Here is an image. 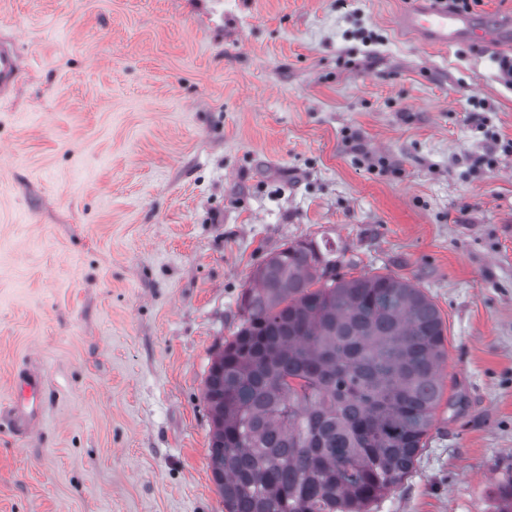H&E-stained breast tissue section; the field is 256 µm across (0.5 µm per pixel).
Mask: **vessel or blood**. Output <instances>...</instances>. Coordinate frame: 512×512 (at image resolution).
<instances>
[{
  "instance_id": "b4317fda",
  "label": "vessel or blood",
  "mask_w": 512,
  "mask_h": 512,
  "mask_svg": "<svg viewBox=\"0 0 512 512\" xmlns=\"http://www.w3.org/2000/svg\"><path fill=\"white\" fill-rule=\"evenodd\" d=\"M399 24L417 33L429 45L446 47L470 42L487 52L512 48V23L488 24L481 18L449 8L446 0H436L429 7L404 12ZM18 64L12 52L0 47V95L15 92Z\"/></svg>"
}]
</instances>
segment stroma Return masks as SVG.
<instances>
[{"instance_id":"1","label":"stroma","mask_w":512,"mask_h":512,"mask_svg":"<svg viewBox=\"0 0 512 512\" xmlns=\"http://www.w3.org/2000/svg\"><path fill=\"white\" fill-rule=\"evenodd\" d=\"M414 0H0V512H224L204 386L253 268L406 276L448 360L375 512H493L512 471V87ZM490 106L486 129L471 98ZM358 133L386 170L357 165ZM493 166L475 167L481 156ZM37 373L27 432L18 377ZM18 64L12 52L0 47V95L1 97L16 91Z\"/></svg>"}]
</instances>
